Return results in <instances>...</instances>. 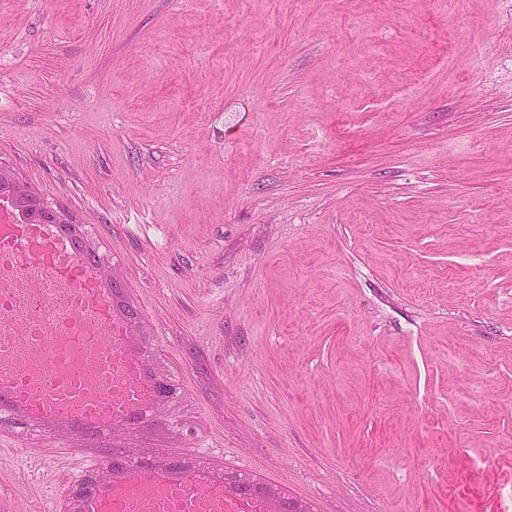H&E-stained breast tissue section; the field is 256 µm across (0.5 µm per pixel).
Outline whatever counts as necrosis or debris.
I'll use <instances>...</instances> for the list:
<instances>
[{
    "label": "necrosis or debris",
    "mask_w": 512,
    "mask_h": 512,
    "mask_svg": "<svg viewBox=\"0 0 512 512\" xmlns=\"http://www.w3.org/2000/svg\"><path fill=\"white\" fill-rule=\"evenodd\" d=\"M35 413L82 409L119 421L147 382L124 326L96 285L84 279L70 244L14 224L0 210V358ZM118 512H214L207 499L148 484Z\"/></svg>",
    "instance_id": "4bbe7bcc"
}]
</instances>
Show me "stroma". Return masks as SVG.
<instances>
[{
  "label": "stroma",
  "mask_w": 512,
  "mask_h": 512,
  "mask_svg": "<svg viewBox=\"0 0 512 512\" xmlns=\"http://www.w3.org/2000/svg\"><path fill=\"white\" fill-rule=\"evenodd\" d=\"M0 164L177 397L0 423V512L112 450L314 512H512V0H0Z\"/></svg>",
  "instance_id": "1"
}]
</instances>
